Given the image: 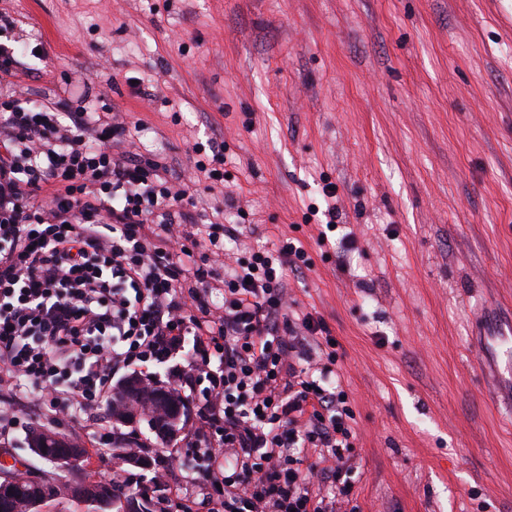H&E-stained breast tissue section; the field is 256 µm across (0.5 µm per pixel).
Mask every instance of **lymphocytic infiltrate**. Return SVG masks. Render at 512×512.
<instances>
[{"label":"lymphocytic infiltrate","mask_w":512,"mask_h":512,"mask_svg":"<svg viewBox=\"0 0 512 512\" xmlns=\"http://www.w3.org/2000/svg\"><path fill=\"white\" fill-rule=\"evenodd\" d=\"M12 54L0 42V387L75 419L120 370L152 385L169 365V384L206 390L180 512H333L321 484L349 493L353 411L326 324L289 312L307 251L253 250L215 275L192 247L223 255L239 225L186 210L184 185L126 151L120 113L15 99Z\"/></svg>","instance_id":"lymphocytic-infiltrate-1"}]
</instances>
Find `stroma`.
Instances as JSON below:
<instances>
[{
	"label": "stroma",
	"instance_id": "1",
	"mask_svg": "<svg viewBox=\"0 0 512 512\" xmlns=\"http://www.w3.org/2000/svg\"><path fill=\"white\" fill-rule=\"evenodd\" d=\"M11 90L119 112L137 145L241 225L227 252L291 242L288 299L322 319L356 434L338 512H512V0H0ZM42 47L33 56V47ZM340 225L320 241L322 188ZM19 417L0 453L38 476Z\"/></svg>",
	"mask_w": 512,
	"mask_h": 512
}]
</instances>
